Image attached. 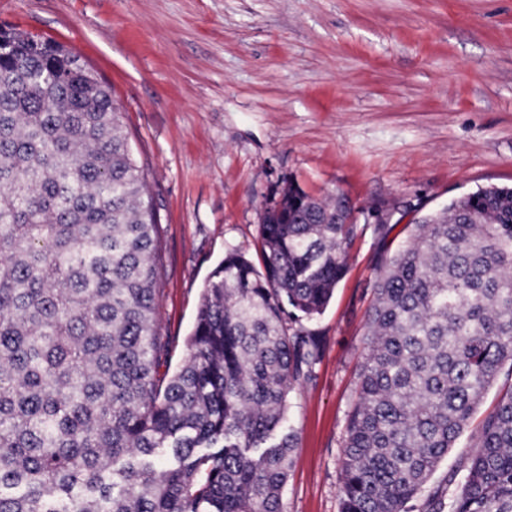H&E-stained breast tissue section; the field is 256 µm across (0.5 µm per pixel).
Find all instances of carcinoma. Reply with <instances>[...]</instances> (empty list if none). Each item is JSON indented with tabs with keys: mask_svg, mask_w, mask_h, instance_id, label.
Segmentation results:
<instances>
[{
	"mask_svg": "<svg viewBox=\"0 0 512 512\" xmlns=\"http://www.w3.org/2000/svg\"><path fill=\"white\" fill-rule=\"evenodd\" d=\"M0 512H283L289 395L318 353L299 326L345 271L358 211L290 181L263 270L227 250L178 370L159 374L158 220L98 73L0 31ZM386 258L346 431L341 512L407 504L512 363V188L410 220ZM430 512H512V391Z\"/></svg>",
	"mask_w": 512,
	"mask_h": 512,
	"instance_id": "carcinoma-1",
	"label": "carcinoma"
}]
</instances>
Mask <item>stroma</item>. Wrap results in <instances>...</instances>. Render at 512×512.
<instances>
[{
  "mask_svg": "<svg viewBox=\"0 0 512 512\" xmlns=\"http://www.w3.org/2000/svg\"><path fill=\"white\" fill-rule=\"evenodd\" d=\"M1 27L65 44L124 112L158 216L171 370L228 248L260 263L261 217L286 182L419 215L512 186V0H0ZM412 231L359 223L331 302L307 324L319 353L289 396L284 512L341 510L375 283ZM511 389L502 369L411 512L462 478L478 425Z\"/></svg>",
  "mask_w": 512,
  "mask_h": 512,
  "instance_id": "stroma-1",
  "label": "stroma"
}]
</instances>
